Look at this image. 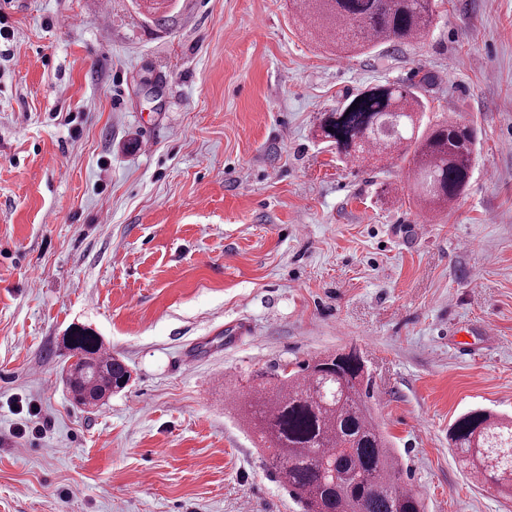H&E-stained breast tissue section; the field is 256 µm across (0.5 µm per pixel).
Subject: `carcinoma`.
<instances>
[{
    "instance_id": "1",
    "label": "carcinoma",
    "mask_w": 512,
    "mask_h": 512,
    "mask_svg": "<svg viewBox=\"0 0 512 512\" xmlns=\"http://www.w3.org/2000/svg\"><path fill=\"white\" fill-rule=\"evenodd\" d=\"M323 46L354 56L387 43L422 41L433 23L432 0H293ZM418 88L376 84L349 95L319 118L320 137L344 160L410 159L409 191L441 211L466 191L476 151L468 124L424 121ZM82 366H63L75 403L96 406L127 387V365L90 328L63 337ZM244 421L269 451L274 474L300 512H424L402 484L392 441L369 406L371 374L351 349L315 356L298 370L267 369L247 379ZM448 438L481 483L512 497V418L483 408L458 416Z\"/></svg>"
}]
</instances>
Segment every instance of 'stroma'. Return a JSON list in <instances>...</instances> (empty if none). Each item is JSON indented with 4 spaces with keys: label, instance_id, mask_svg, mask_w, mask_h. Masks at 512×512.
I'll return each instance as SVG.
<instances>
[{
    "label": "stroma",
    "instance_id": "obj_1",
    "mask_svg": "<svg viewBox=\"0 0 512 512\" xmlns=\"http://www.w3.org/2000/svg\"><path fill=\"white\" fill-rule=\"evenodd\" d=\"M10 0L0 60V512H300L240 420L241 376L354 347L426 512H512L448 427L512 416V0H435L428 36L350 59L291 0ZM470 124L428 214L408 163L338 159L322 112L420 85ZM73 324L131 372L63 381Z\"/></svg>",
    "mask_w": 512,
    "mask_h": 512
}]
</instances>
